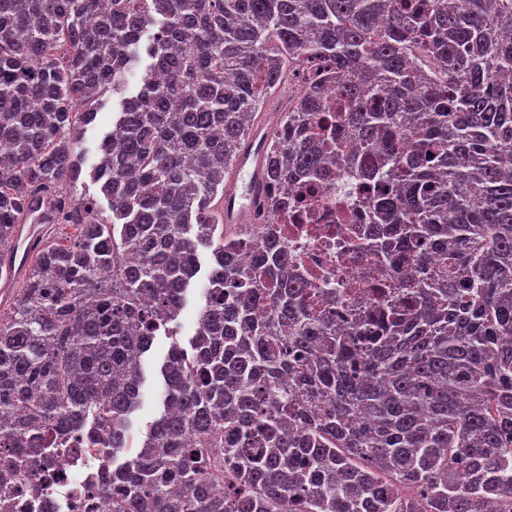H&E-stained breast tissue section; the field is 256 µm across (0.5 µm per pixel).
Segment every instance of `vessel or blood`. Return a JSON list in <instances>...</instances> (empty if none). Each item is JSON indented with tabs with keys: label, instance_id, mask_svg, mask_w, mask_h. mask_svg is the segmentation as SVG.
Listing matches in <instances>:
<instances>
[{
	"label": "vessel or blood",
	"instance_id": "vessel-or-blood-1",
	"mask_svg": "<svg viewBox=\"0 0 512 512\" xmlns=\"http://www.w3.org/2000/svg\"><path fill=\"white\" fill-rule=\"evenodd\" d=\"M267 147L268 137L264 134L253 137L244 145L224 186L222 208L225 223H240L246 213L253 211L256 185ZM46 233V225L22 224L18 227L17 242L30 253L44 239Z\"/></svg>",
	"mask_w": 512,
	"mask_h": 512
}]
</instances>
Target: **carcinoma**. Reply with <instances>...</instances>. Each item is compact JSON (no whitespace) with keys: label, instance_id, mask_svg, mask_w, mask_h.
I'll list each match as a JSON object with an SVG mask.
<instances>
[{"label":"carcinoma","instance_id":"carcinoma-1","mask_svg":"<svg viewBox=\"0 0 512 512\" xmlns=\"http://www.w3.org/2000/svg\"><path fill=\"white\" fill-rule=\"evenodd\" d=\"M153 31L146 45L144 33ZM263 241L216 198L267 100ZM114 129L84 165L102 96ZM333 129L336 142L313 134ZM329 166L377 183L355 252L407 291L341 328L274 224ZM94 199L62 192L82 178ZM49 236L0 318V484L64 447L130 450L143 356L211 269L163 412L93 492L112 512H512V0H0V258Z\"/></svg>","mask_w":512,"mask_h":512}]
</instances>
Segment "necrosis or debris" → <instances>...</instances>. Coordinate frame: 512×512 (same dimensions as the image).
Segmentation results:
<instances>
[{
  "label": "necrosis or debris",
  "mask_w": 512,
  "mask_h": 512,
  "mask_svg": "<svg viewBox=\"0 0 512 512\" xmlns=\"http://www.w3.org/2000/svg\"><path fill=\"white\" fill-rule=\"evenodd\" d=\"M316 220L306 224L288 223L281 231L300 273L308 278L322 298L345 302L363 312L375 304L371 283L393 278L391 267L373 256L352 255L356 227L338 217L339 210H358L360 196L350 179H332L318 189ZM65 476L49 484L37 497L23 495L22 485L13 488L18 512H85L80 489L100 481L112 468V461L93 448H81L63 460Z\"/></svg>",
  "instance_id": "necrosis-or-debris-1"
}]
</instances>
